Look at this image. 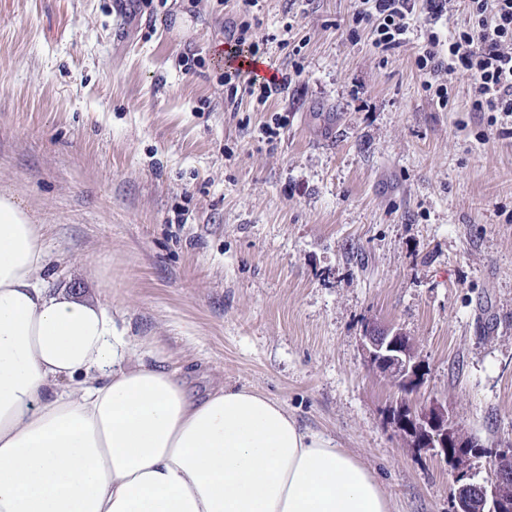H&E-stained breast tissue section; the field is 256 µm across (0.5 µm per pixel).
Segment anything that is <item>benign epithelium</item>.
Here are the masks:
<instances>
[{
    "label": "benign epithelium",
    "mask_w": 512,
    "mask_h": 512,
    "mask_svg": "<svg viewBox=\"0 0 512 512\" xmlns=\"http://www.w3.org/2000/svg\"><path fill=\"white\" fill-rule=\"evenodd\" d=\"M361 347L367 366L409 394L421 388L425 371L410 338L391 327L369 322ZM388 423L402 433L411 447L442 456L454 466L453 512H512V445L491 455L496 470L484 483L471 481L469 461L484 445L466 434L448 415V406L431 402L414 408L399 401Z\"/></svg>",
    "instance_id": "7a95c632"
}]
</instances>
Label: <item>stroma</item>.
<instances>
[{"instance_id":"1","label":"stroma","mask_w":512,"mask_h":512,"mask_svg":"<svg viewBox=\"0 0 512 512\" xmlns=\"http://www.w3.org/2000/svg\"><path fill=\"white\" fill-rule=\"evenodd\" d=\"M357 4L0 0V191L43 225L48 285L159 337L194 391L256 388L392 512H452L453 466L388 424L401 394L360 336L400 329L426 365L411 401L512 443V138L465 77L447 105L424 91L419 34L378 53ZM255 18L268 74H301L234 106L217 55Z\"/></svg>"}]
</instances>
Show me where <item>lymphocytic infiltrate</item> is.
<instances>
[{"label": "lymphocytic infiltrate", "mask_w": 512, "mask_h": 512, "mask_svg": "<svg viewBox=\"0 0 512 512\" xmlns=\"http://www.w3.org/2000/svg\"><path fill=\"white\" fill-rule=\"evenodd\" d=\"M416 0H360L353 14L357 26L370 28L380 51L398 48L417 17ZM466 18L450 34L426 26L425 45L415 64L422 85L447 102L444 75L472 80L473 109L512 118V0H466Z\"/></svg>", "instance_id": "1"}]
</instances>
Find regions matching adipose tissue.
<instances>
[{
  "label": "adipose tissue",
  "instance_id": "ef3b65f1",
  "mask_svg": "<svg viewBox=\"0 0 512 512\" xmlns=\"http://www.w3.org/2000/svg\"><path fill=\"white\" fill-rule=\"evenodd\" d=\"M0 192V512H391L373 472L246 388L193 395L153 336L42 278Z\"/></svg>",
  "mask_w": 512,
  "mask_h": 512
}]
</instances>
